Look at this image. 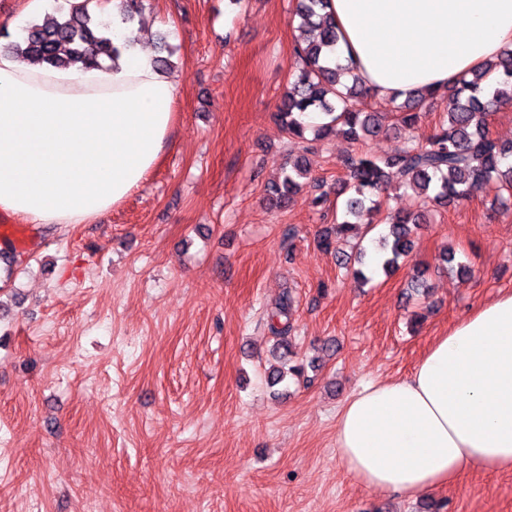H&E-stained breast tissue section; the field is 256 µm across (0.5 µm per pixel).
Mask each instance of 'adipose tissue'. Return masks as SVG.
Here are the masks:
<instances>
[{"mask_svg":"<svg viewBox=\"0 0 512 512\" xmlns=\"http://www.w3.org/2000/svg\"><path fill=\"white\" fill-rule=\"evenodd\" d=\"M121 0H100L123 51L111 68L0 53V212L85 224L159 162L180 89L161 75ZM334 58L381 99L450 90L512 50V0H327ZM336 456L362 487L414 498L470 467L512 471V291L436 337L413 372L365 386L336 416Z\"/></svg>","mask_w":512,"mask_h":512,"instance_id":"ef3b65f1","label":"adipose tissue"}]
</instances>
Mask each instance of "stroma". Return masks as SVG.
Wrapping results in <instances>:
<instances>
[{
    "mask_svg": "<svg viewBox=\"0 0 512 512\" xmlns=\"http://www.w3.org/2000/svg\"><path fill=\"white\" fill-rule=\"evenodd\" d=\"M296 0H147L166 34L177 121L147 180L89 224H25L0 262V512H512V472L469 469L407 499L355 483L336 457V414L370 380L410 375L431 341L512 290V200L489 183L432 207L408 262L358 283L316 240L322 192L355 146L288 140L276 113L293 71ZM446 112L363 143L386 156ZM304 156L288 208L268 183ZM453 248L465 275L438 271ZM425 270V306L407 296ZM294 303L300 357L331 343L311 385L269 389L257 353L269 312Z\"/></svg>",
    "mask_w": 512,
    "mask_h": 512,
    "instance_id": "1",
    "label": "stroma"
}]
</instances>
